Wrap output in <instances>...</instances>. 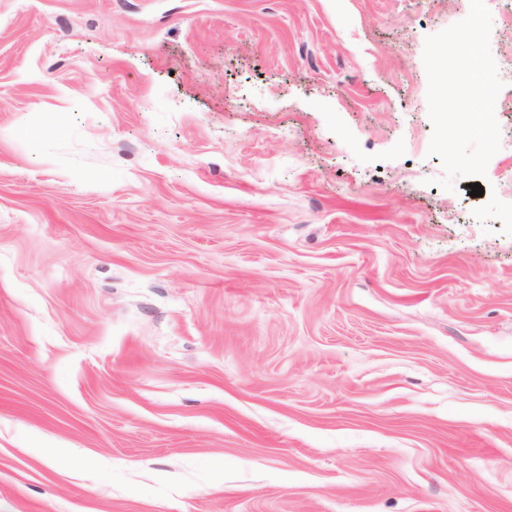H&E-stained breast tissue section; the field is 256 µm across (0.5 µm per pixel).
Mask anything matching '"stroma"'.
<instances>
[{
	"mask_svg": "<svg viewBox=\"0 0 512 512\" xmlns=\"http://www.w3.org/2000/svg\"><path fill=\"white\" fill-rule=\"evenodd\" d=\"M469 9L0 0V512H512V144L428 152Z\"/></svg>",
	"mask_w": 512,
	"mask_h": 512,
	"instance_id": "obj_1",
	"label": "stroma"
}]
</instances>
